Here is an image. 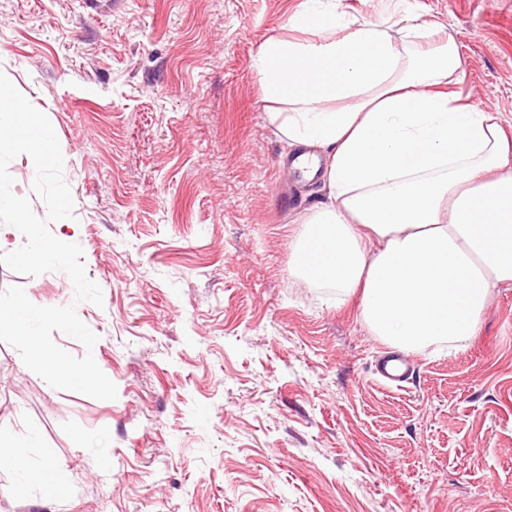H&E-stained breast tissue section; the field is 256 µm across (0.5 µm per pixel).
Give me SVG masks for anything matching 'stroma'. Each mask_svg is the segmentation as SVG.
<instances>
[{
    "label": "stroma",
    "instance_id": "35a3bbf8",
    "mask_svg": "<svg viewBox=\"0 0 512 512\" xmlns=\"http://www.w3.org/2000/svg\"><path fill=\"white\" fill-rule=\"evenodd\" d=\"M299 0H0V71L49 118L103 304L61 272L0 265V291L75 305L113 400L57 390L0 342V436H39L68 486L8 489L0 512H512V288L469 346L391 348L359 302L290 270L326 200L289 169L254 60ZM357 24L405 18L456 41V90L512 133V0H331ZM411 372V366L404 356L387 355L378 360L376 374L389 385L398 386Z\"/></svg>",
    "mask_w": 512,
    "mask_h": 512
}]
</instances>
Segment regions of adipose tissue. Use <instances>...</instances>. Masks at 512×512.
<instances>
[{
    "instance_id": "obj_1",
    "label": "adipose tissue",
    "mask_w": 512,
    "mask_h": 512,
    "mask_svg": "<svg viewBox=\"0 0 512 512\" xmlns=\"http://www.w3.org/2000/svg\"><path fill=\"white\" fill-rule=\"evenodd\" d=\"M432 29L352 28L300 0L288 35L256 56L267 121L327 193L300 218L293 272L360 294L363 320L406 351L466 348L494 291L512 287V139L454 92L453 37L408 51Z\"/></svg>"
}]
</instances>
